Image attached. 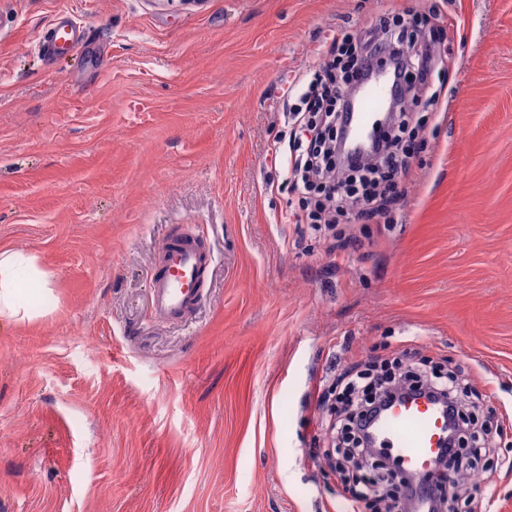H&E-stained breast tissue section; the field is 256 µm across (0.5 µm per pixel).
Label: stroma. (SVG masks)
Instances as JSON below:
<instances>
[{
	"label": "stroma",
	"mask_w": 512,
	"mask_h": 512,
	"mask_svg": "<svg viewBox=\"0 0 512 512\" xmlns=\"http://www.w3.org/2000/svg\"><path fill=\"white\" fill-rule=\"evenodd\" d=\"M450 25L419 99L408 198L304 224L270 143L294 74L385 4ZM82 51L47 57L59 11ZM193 225L204 301L149 273ZM51 275L0 328V512H338L323 396L405 353L465 373L504 423L474 502L512 512V0H0V248Z\"/></svg>",
	"instance_id": "1"
}]
</instances>
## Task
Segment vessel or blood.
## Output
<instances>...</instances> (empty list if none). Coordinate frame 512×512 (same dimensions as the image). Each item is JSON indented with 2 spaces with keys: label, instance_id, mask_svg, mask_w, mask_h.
Wrapping results in <instances>:
<instances>
[{
  "label": "vessel or blood",
  "instance_id": "vessel-or-blood-1",
  "mask_svg": "<svg viewBox=\"0 0 512 512\" xmlns=\"http://www.w3.org/2000/svg\"><path fill=\"white\" fill-rule=\"evenodd\" d=\"M84 32L68 14H60L44 36L48 51L79 48ZM393 98V80L387 66L375 68L354 94V111L347 130V146L366 156L374 133L375 117ZM210 256L193 233L178 234L150 273L152 309L175 323L192 317L202 299V273ZM448 434V415L437 402L408 397L385 408L372 425L376 447L384 449L407 474L422 477L432 471Z\"/></svg>",
  "mask_w": 512,
  "mask_h": 512
}]
</instances>
